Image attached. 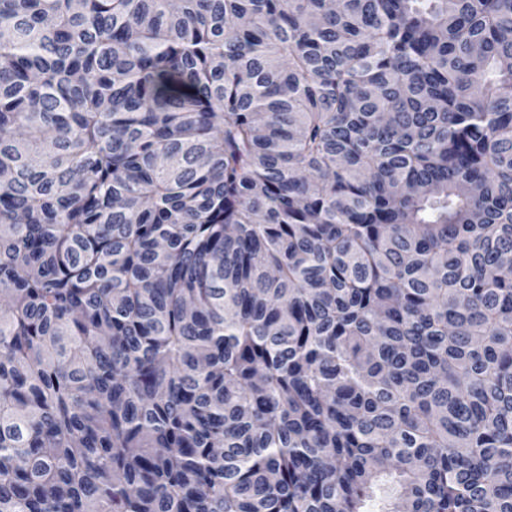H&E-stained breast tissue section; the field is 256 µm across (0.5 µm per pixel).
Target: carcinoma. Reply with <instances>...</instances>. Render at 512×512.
<instances>
[{"label": "carcinoma", "instance_id": "cac0c4a2", "mask_svg": "<svg viewBox=\"0 0 512 512\" xmlns=\"http://www.w3.org/2000/svg\"><path fill=\"white\" fill-rule=\"evenodd\" d=\"M512 0H0V512H512Z\"/></svg>", "mask_w": 512, "mask_h": 512}]
</instances>
